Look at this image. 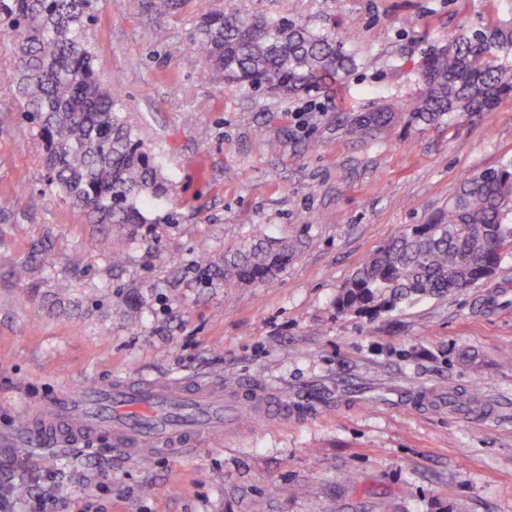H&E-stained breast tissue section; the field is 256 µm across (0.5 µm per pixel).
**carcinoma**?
<instances>
[{"mask_svg":"<svg viewBox=\"0 0 512 512\" xmlns=\"http://www.w3.org/2000/svg\"><path fill=\"white\" fill-rule=\"evenodd\" d=\"M93 0H0V30L14 41V92L42 141L46 187L92 224H146L151 197L168 192L160 165L98 77L83 33ZM191 65L202 51L226 83L291 95L328 92L356 66L336 36L286 17L202 10ZM418 91L349 122L365 139L398 122L448 124L491 110L512 96V21L461 32L416 64ZM293 240L244 242L215 274L227 290L261 283L288 265ZM512 250V165L463 180L448 206L423 224H406L355 270L336 299L338 312L370 320L423 296H446L483 282Z\"/></svg>","mask_w":512,"mask_h":512,"instance_id":"carcinoma-1","label":"carcinoma"}]
</instances>
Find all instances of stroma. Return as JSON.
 <instances>
[{
    "mask_svg": "<svg viewBox=\"0 0 512 512\" xmlns=\"http://www.w3.org/2000/svg\"><path fill=\"white\" fill-rule=\"evenodd\" d=\"M151 3L97 0L84 32L169 182L130 231L41 193L43 145L0 32V199L11 203L0 211V491L27 489L12 512L37 498L48 512H512V255L475 288L372 321L335 309L368 255L444 208L466 177L512 161V97L448 126L347 131L354 114L416 91L424 52L505 5L210 0L349 37L358 67L336 92L288 96L225 84L203 57L185 67L196 0L166 14ZM267 237L302 246L270 280L226 291L212 274L225 250ZM142 375L248 378L288 414L181 458L125 460L103 440L16 455L43 398ZM473 387L480 406L450 404Z\"/></svg>",
    "mask_w": 512,
    "mask_h": 512,
    "instance_id": "stroma-1",
    "label": "stroma"
}]
</instances>
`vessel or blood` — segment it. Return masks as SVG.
I'll use <instances>...</instances> for the list:
<instances>
[{
	"instance_id": "obj_1",
	"label": "vessel or blood",
	"mask_w": 512,
	"mask_h": 512,
	"mask_svg": "<svg viewBox=\"0 0 512 512\" xmlns=\"http://www.w3.org/2000/svg\"><path fill=\"white\" fill-rule=\"evenodd\" d=\"M265 389L247 383L165 378L117 379L104 387H69L46 400L30 421L37 440H109L130 458L160 451L181 457L205 438L236 430L245 412L270 407Z\"/></svg>"
}]
</instances>
